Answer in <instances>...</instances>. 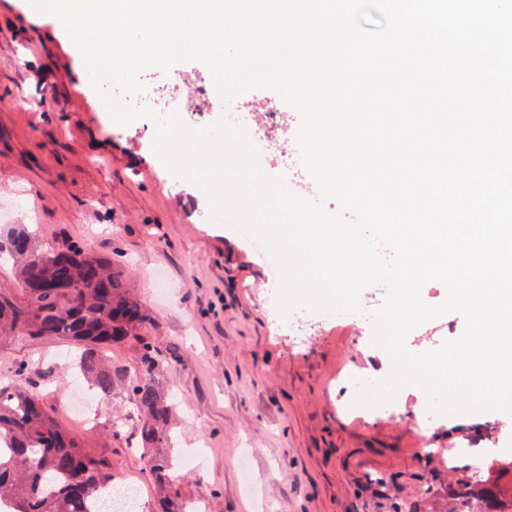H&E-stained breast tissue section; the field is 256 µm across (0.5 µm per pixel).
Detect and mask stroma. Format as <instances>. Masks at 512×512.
<instances>
[{
    "instance_id": "35a3bbf8",
    "label": "stroma",
    "mask_w": 512,
    "mask_h": 512,
    "mask_svg": "<svg viewBox=\"0 0 512 512\" xmlns=\"http://www.w3.org/2000/svg\"><path fill=\"white\" fill-rule=\"evenodd\" d=\"M155 124H115L62 24L28 19L0 0V199L22 206L38 247L80 244L125 263L152 318L148 336L166 358L162 382L175 398L168 453L183 500L208 512H453L473 479L512 489V447H500L490 412L435 414L419 386L400 388L391 419L344 411V370L388 374L373 322H325L290 336L278 304L280 277L256 235L209 224L206 193L171 173L153 150ZM451 312L414 328L410 352L459 338ZM74 354L64 339L0 338V382L22 364L70 431ZM87 442L136 485L142 508L158 499L137 447L134 406L123 387L93 402ZM124 418L121 438L106 434Z\"/></svg>"
}]
</instances>
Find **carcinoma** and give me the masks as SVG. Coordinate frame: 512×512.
Masks as SVG:
<instances>
[{"mask_svg":"<svg viewBox=\"0 0 512 512\" xmlns=\"http://www.w3.org/2000/svg\"><path fill=\"white\" fill-rule=\"evenodd\" d=\"M3 254L13 260L27 303L0 293V333L71 340L76 368L102 399L124 383L138 416L141 448L151 453L149 475L161 494V512H194L181 502L164 452L171 442L173 403L159 381L162 359L146 336L151 317L129 292L124 271L76 244L43 253L18 225L0 230ZM129 340L139 350L132 376L112 369L108 355ZM13 377L15 382L0 385V434L11 442L0 447V503H8L10 512H106L103 496L114 486L108 460L86 446V436L61 427L25 367H15ZM461 494L496 501L494 512H512V496L494 483L477 480Z\"/></svg>","mask_w":512,"mask_h":512,"instance_id":"1","label":"carcinoma"}]
</instances>
